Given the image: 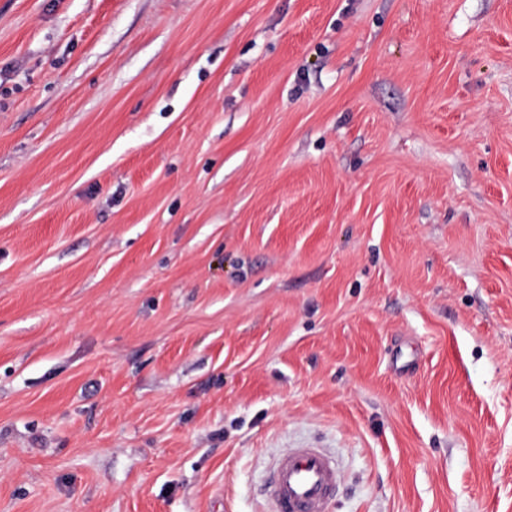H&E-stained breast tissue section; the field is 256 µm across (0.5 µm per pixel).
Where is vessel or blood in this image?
Masks as SVG:
<instances>
[{
  "label": "vessel or blood",
  "instance_id": "b4317fda",
  "mask_svg": "<svg viewBox=\"0 0 512 512\" xmlns=\"http://www.w3.org/2000/svg\"><path fill=\"white\" fill-rule=\"evenodd\" d=\"M337 480L334 460L321 449H288L269 480L273 512H327Z\"/></svg>",
  "mask_w": 512,
  "mask_h": 512
}]
</instances>
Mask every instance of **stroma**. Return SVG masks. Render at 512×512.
Here are the masks:
<instances>
[{"instance_id":"obj_1","label":"stroma","mask_w":512,"mask_h":512,"mask_svg":"<svg viewBox=\"0 0 512 512\" xmlns=\"http://www.w3.org/2000/svg\"><path fill=\"white\" fill-rule=\"evenodd\" d=\"M512 512V0H0V512ZM338 471L320 448L288 449L269 480L274 512H327L334 497Z\"/></svg>"}]
</instances>
